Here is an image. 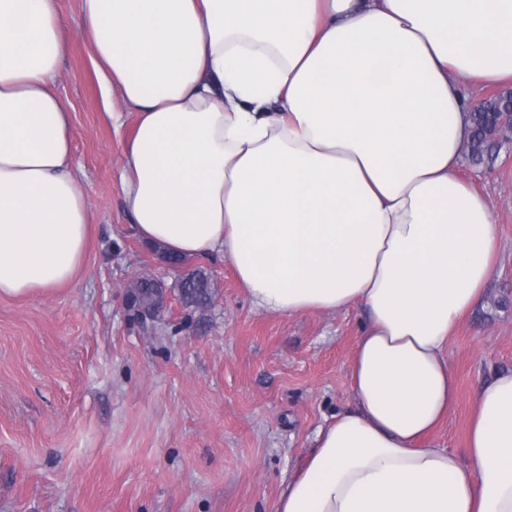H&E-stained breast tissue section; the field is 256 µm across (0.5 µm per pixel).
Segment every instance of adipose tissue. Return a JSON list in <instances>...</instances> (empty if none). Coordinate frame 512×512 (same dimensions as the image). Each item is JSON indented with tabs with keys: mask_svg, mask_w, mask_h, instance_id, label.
<instances>
[{
	"mask_svg": "<svg viewBox=\"0 0 512 512\" xmlns=\"http://www.w3.org/2000/svg\"><path fill=\"white\" fill-rule=\"evenodd\" d=\"M81 36L138 237L218 259L259 310H364L352 410L274 512H512V370L464 451L428 437L457 396L448 345L500 245L460 172L473 101L512 83V0H0V298L73 283L94 216L57 81Z\"/></svg>",
	"mask_w": 512,
	"mask_h": 512,
	"instance_id": "adipose-tissue-1",
	"label": "adipose tissue"
}]
</instances>
